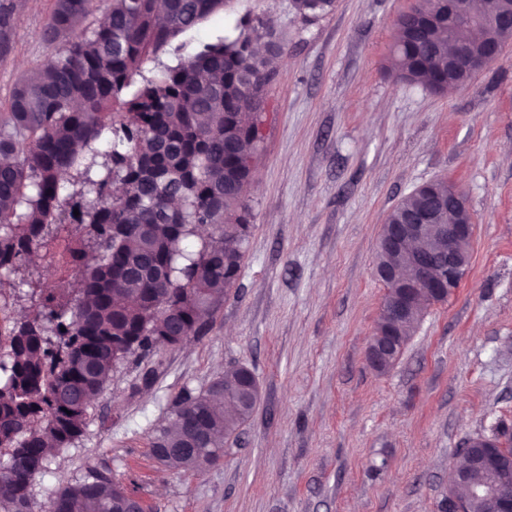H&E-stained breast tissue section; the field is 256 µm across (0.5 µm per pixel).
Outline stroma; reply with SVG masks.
<instances>
[{"mask_svg": "<svg viewBox=\"0 0 512 512\" xmlns=\"http://www.w3.org/2000/svg\"><path fill=\"white\" fill-rule=\"evenodd\" d=\"M0 52V115L52 51L53 0H15ZM414 0H336L306 21L292 0H228L191 32L268 14L288 52L269 89L253 218L237 288L209 332L118 367L85 435L32 485L37 512L97 465L148 512H444L469 437L512 426V43L463 88L437 94L389 72L395 21ZM444 178L474 220L467 277L428 306L387 373L368 364L386 290L374 275L389 211ZM70 227L38 249L24 293L67 287ZM250 367L259 399L222 458L175 473L153 429L184 388Z\"/></svg>", "mask_w": 512, "mask_h": 512, "instance_id": "stroma-1", "label": "stroma"}]
</instances>
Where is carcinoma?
<instances>
[{"mask_svg": "<svg viewBox=\"0 0 512 512\" xmlns=\"http://www.w3.org/2000/svg\"><path fill=\"white\" fill-rule=\"evenodd\" d=\"M226 0H54L44 28L57 46L17 80L0 116V297L21 301L38 247L67 224L76 287L41 290L34 308L0 329V512H34L31 484L49 459L89 425L91 403L114 370L174 344L183 331L208 333L237 286L249 242L246 186L261 156L271 60L286 46L269 17H244L213 43L183 39ZM302 18L331 13L335 0H292ZM13 7L0 3V48ZM417 11L429 32L392 52L397 80L448 89V0ZM104 21L98 22V13ZM478 51L499 38L469 30ZM170 53L176 64L148 60ZM69 176L74 190L62 193ZM448 221L446 181L394 207ZM79 214H74V211ZM398 339L394 366L419 320L380 312ZM252 378L240 365L207 387L183 388L151 447L180 472L217 462L251 417ZM468 512L490 500L456 489ZM56 512H124L127 488L95 467L63 486Z\"/></svg>", "mask_w": 512, "mask_h": 512, "instance_id": "obj_1", "label": "carcinoma"}]
</instances>
